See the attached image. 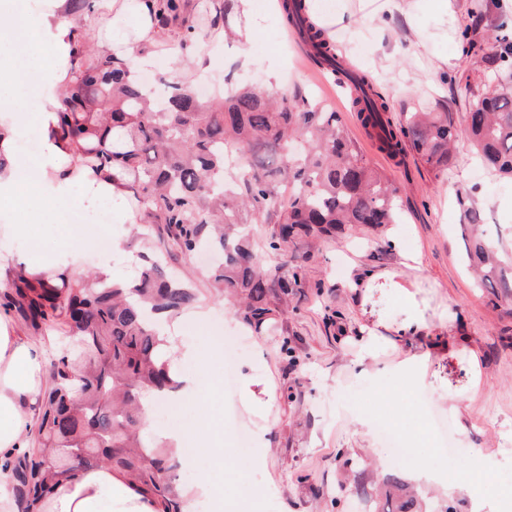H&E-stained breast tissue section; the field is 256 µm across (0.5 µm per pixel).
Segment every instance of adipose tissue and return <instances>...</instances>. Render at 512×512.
Returning <instances> with one entry per match:
<instances>
[{"label": "adipose tissue", "mask_w": 512, "mask_h": 512, "mask_svg": "<svg viewBox=\"0 0 512 512\" xmlns=\"http://www.w3.org/2000/svg\"><path fill=\"white\" fill-rule=\"evenodd\" d=\"M153 0H112V32L108 43L118 56L139 64L143 51L158 37L154 21ZM64 80L63 67L45 70L42 91L22 104H6L9 120L0 123V154L7 163L0 168V195L12 193L21 181L22 163L13 150L15 130L25 113H44L48 102L56 99ZM46 146L57 163L44 176L48 195L64 201L74 184L86 186L101 199L121 200L126 191L109 178L90 177L79 159L61 141L47 139ZM180 319L169 328V346L175 356L174 379L179 384L174 400L186 411H195L200 403V380L185 370L187 362L196 360L197 350L186 344L181 335ZM48 375L44 353L35 343L21 340L7 316L0 314V454L24 447L32 410ZM43 512H154L153 504L135 492L112 470L87 468L58 486L43 502Z\"/></svg>", "instance_id": "obj_1"}]
</instances>
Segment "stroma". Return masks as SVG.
<instances>
[{
    "label": "stroma",
    "mask_w": 512,
    "mask_h": 512,
    "mask_svg": "<svg viewBox=\"0 0 512 512\" xmlns=\"http://www.w3.org/2000/svg\"><path fill=\"white\" fill-rule=\"evenodd\" d=\"M383 0H318L326 11L353 16L356 26L337 27L353 70L371 75L398 119L408 98L444 105L456 124L464 122L463 79L476 66L463 57L460 36L469 0H452L448 11L431 0H409L410 15L386 17ZM31 14L32 50L21 61L27 83L0 87V101L24 102L37 92L44 69L60 55L59 16L46 0H19ZM256 64H244L237 44L208 43L190 66L170 63L161 45L141 73L194 85L210 79L259 84L284 94L300 87L335 112L367 164L400 190L398 223L377 230L360 227L296 244L306 285L294 289L274 314L271 332L252 336L238 354L241 381L233 399L237 420L224 418V356L197 366L204 390L202 415L211 423L191 460H179L176 492L199 481L224 492L223 507L195 501L182 512H392L383 484L413 483V475L390 459L370 427L384 416L429 455L425 414L412 402L424 390L446 412L458 435L459 453L445 468L452 481L473 485L483 512H499L494 488L512 483V293L479 287L469 267L471 241L456 191L471 190L474 210L496 243L504 264L512 263V181L481 168L467 139H460L453 166L439 171L414 153L396 162L380 151L351 110L346 92L325 77L300 37L266 20L253 47ZM459 85L449 86L448 76ZM39 208H0V225H30L48 254L73 233L98 239L90 220L72 227L53 217L59 201L35 190ZM121 249L87 247L72 275L91 273L110 261L114 277L130 276V255H154L158 236L138 239L130 224L112 227ZM171 268L193 288L208 321L222 320L226 336L246 332L232 305L219 297L200 270L199 258L171 252ZM419 319L416 333L396 335L398 326ZM426 356L425 379L404 384L400 366ZM255 441L252 455L220 457L217 441L236 445L239 431ZM413 512H472V501L447 489L414 485Z\"/></svg>",
    "instance_id": "stroma-1"
}]
</instances>
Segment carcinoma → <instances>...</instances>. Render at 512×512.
Instances as JSON below:
<instances>
[{
    "label": "carcinoma",
    "instance_id": "obj_1",
    "mask_svg": "<svg viewBox=\"0 0 512 512\" xmlns=\"http://www.w3.org/2000/svg\"><path fill=\"white\" fill-rule=\"evenodd\" d=\"M66 14L69 85L53 108L50 134L80 154L95 173L121 183L139 202L137 219L167 231L165 249L191 255L208 226L218 232L224 261L211 270L218 293L241 307L237 314L260 333L269 328L274 301L304 286V270L288 256L299 237L321 238L346 227L395 223L397 189L356 152L336 113L297 90L274 98L250 86L203 99L179 80L165 83L158 102L128 62L94 54L77 18L92 0H70ZM160 27L180 25V49L190 46L196 26L184 16V0H157ZM488 7L470 9L465 55L485 76L478 90L465 84V119L455 125L446 112L404 108V122L385 118L388 106L367 83L351 80L359 119L380 150L396 158L408 146L425 163L446 171L452 145L466 138L493 173L512 179V31L491 24ZM323 69L342 71L336 47L312 33L304 7L287 12ZM249 159L232 173L226 152ZM458 203L476 233L473 255L485 267L480 285L512 292V274L498 260L477 224V213ZM276 228L262 245L261 264L246 229L258 220ZM17 274L0 295L4 312H14L33 330L77 338L62 345L50 363L49 381L38 404L31 444L4 457L0 469L12 479L23 512H41L45 497L72 480L81 468L107 467L149 496L157 512H180L171 474L177 463L166 444L143 434L142 395L174 389L163 360L161 333L152 313L177 314L193 305L192 289L174 279L163 256L148 261L129 284H110L95 273L75 277Z\"/></svg>",
    "mask_w": 512,
    "mask_h": 512
}]
</instances>
